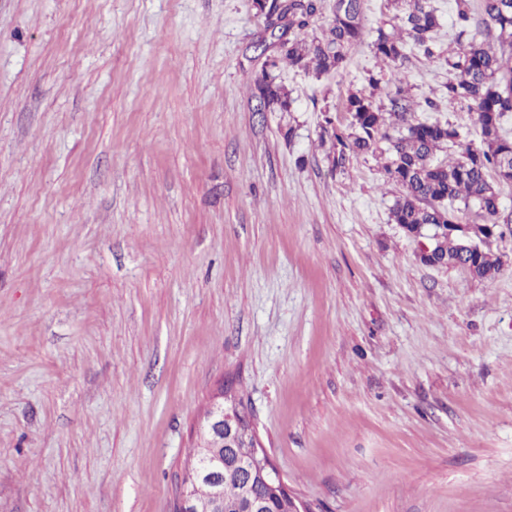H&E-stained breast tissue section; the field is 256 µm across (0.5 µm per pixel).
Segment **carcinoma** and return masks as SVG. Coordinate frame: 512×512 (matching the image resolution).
Segmentation results:
<instances>
[{
    "label": "carcinoma",
    "mask_w": 512,
    "mask_h": 512,
    "mask_svg": "<svg viewBox=\"0 0 512 512\" xmlns=\"http://www.w3.org/2000/svg\"><path fill=\"white\" fill-rule=\"evenodd\" d=\"M402 2L404 8L396 15L393 30L379 27L367 31L362 24V0H336L322 35L310 40L298 35L289 38L287 33L315 25L322 15L321 0H254V7L268 21L267 28L280 32V58L297 72H337L345 65L349 46L370 39L375 57L390 73L387 104L379 106L373 96L362 92L349 93L345 101L348 131H341L326 117L319 140L330 143L334 170L345 167L350 155L373 151L381 141L388 143L385 173L401 189L391 211L394 223L417 236L425 227L452 224L454 212L475 207L491 228L512 224V211L500 209L499 194L492 182L494 175L512 181V140L502 135V119L512 112V0H481L476 18L468 0H456L458 49L445 60L450 78L442 98L450 104L469 103L480 127L478 146L466 141V136L447 122L416 118L401 78L402 67L416 50L434 57L432 46L442 16L431 0ZM482 28L498 31L499 47L478 38ZM277 64L276 59L270 61L255 81L258 112L290 109L288 91L274 73ZM448 143L460 147L458 158L435 162L436 152ZM493 235L490 228L478 226L477 242L470 248L459 228L454 234L444 235L426 262L458 265L479 278L491 279L500 267L489 246Z\"/></svg>",
    "instance_id": "1"
}]
</instances>
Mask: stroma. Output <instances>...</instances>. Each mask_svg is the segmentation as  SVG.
<instances>
[{
    "label": "stroma",
    "mask_w": 512,
    "mask_h": 512,
    "mask_svg": "<svg viewBox=\"0 0 512 512\" xmlns=\"http://www.w3.org/2000/svg\"><path fill=\"white\" fill-rule=\"evenodd\" d=\"M413 53L419 120L457 48ZM252 0H0V512H173L233 381L309 512H512V224L481 279L427 265L380 155L320 125L381 64L281 67ZM278 60L274 59L268 64L261 76L255 81L254 98L257 101L256 109L260 112H289L291 100L283 83L274 73Z\"/></svg>",
    "instance_id": "stroma-1"
}]
</instances>
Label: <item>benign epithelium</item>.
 <instances>
[{
  "label": "benign epithelium",
  "mask_w": 512,
  "mask_h": 512,
  "mask_svg": "<svg viewBox=\"0 0 512 512\" xmlns=\"http://www.w3.org/2000/svg\"><path fill=\"white\" fill-rule=\"evenodd\" d=\"M193 461L183 474L174 512H309L276 474L261 449L251 418L224 388L214 391L198 420ZM235 477L238 494L224 498Z\"/></svg>",
  "instance_id": "benign-epithelium-1"
}]
</instances>
